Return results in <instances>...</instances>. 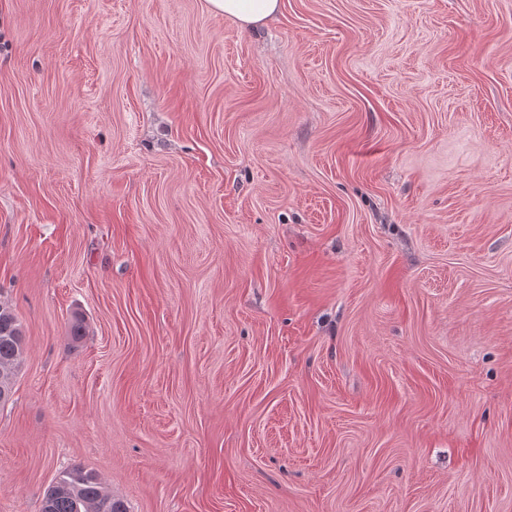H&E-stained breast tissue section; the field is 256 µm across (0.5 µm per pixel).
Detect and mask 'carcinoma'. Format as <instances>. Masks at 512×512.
Instances as JSON below:
<instances>
[{
	"label": "carcinoma",
	"instance_id": "obj_1",
	"mask_svg": "<svg viewBox=\"0 0 512 512\" xmlns=\"http://www.w3.org/2000/svg\"><path fill=\"white\" fill-rule=\"evenodd\" d=\"M25 337L13 309L0 301V404L12 395L15 371L24 360ZM42 512H128L98 475L80 466L59 475L42 501Z\"/></svg>",
	"mask_w": 512,
	"mask_h": 512
}]
</instances>
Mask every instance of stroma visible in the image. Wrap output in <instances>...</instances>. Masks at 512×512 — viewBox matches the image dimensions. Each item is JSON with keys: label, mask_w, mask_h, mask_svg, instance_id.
<instances>
[{"label": "stroma", "mask_w": 512, "mask_h": 512, "mask_svg": "<svg viewBox=\"0 0 512 512\" xmlns=\"http://www.w3.org/2000/svg\"><path fill=\"white\" fill-rule=\"evenodd\" d=\"M0 301V512H512V0H0ZM210 8L244 27L265 23L280 11L281 0H207ZM25 337L13 309L0 301V404L12 395L15 371L24 360ZM3 395V399H2ZM42 512H128L98 475L75 466L61 472L42 501Z\"/></svg>", "instance_id": "stroma-1"}]
</instances>
